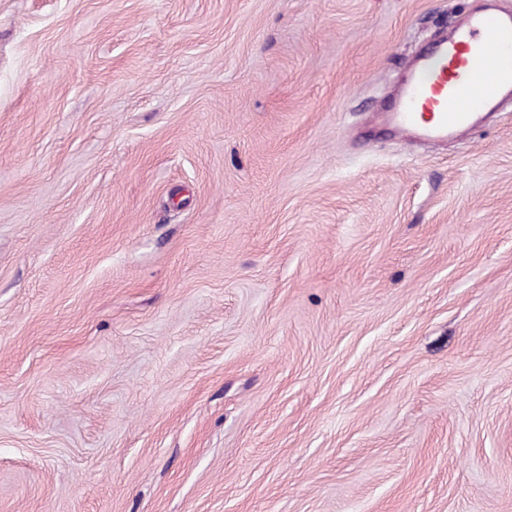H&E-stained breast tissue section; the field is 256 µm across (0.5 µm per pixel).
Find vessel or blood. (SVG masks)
Masks as SVG:
<instances>
[{"label":"vessel or blood","mask_w":512,"mask_h":512,"mask_svg":"<svg viewBox=\"0 0 512 512\" xmlns=\"http://www.w3.org/2000/svg\"><path fill=\"white\" fill-rule=\"evenodd\" d=\"M512 100V12L469 13L415 59L388 108L406 139L441 140Z\"/></svg>","instance_id":"obj_1"}]
</instances>
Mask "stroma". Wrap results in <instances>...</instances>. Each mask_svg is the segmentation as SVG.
<instances>
[{"instance_id": "35a3bbf8", "label": "stroma", "mask_w": 512, "mask_h": 512, "mask_svg": "<svg viewBox=\"0 0 512 512\" xmlns=\"http://www.w3.org/2000/svg\"><path fill=\"white\" fill-rule=\"evenodd\" d=\"M480 0H0V512H512V104L381 124Z\"/></svg>"}]
</instances>
